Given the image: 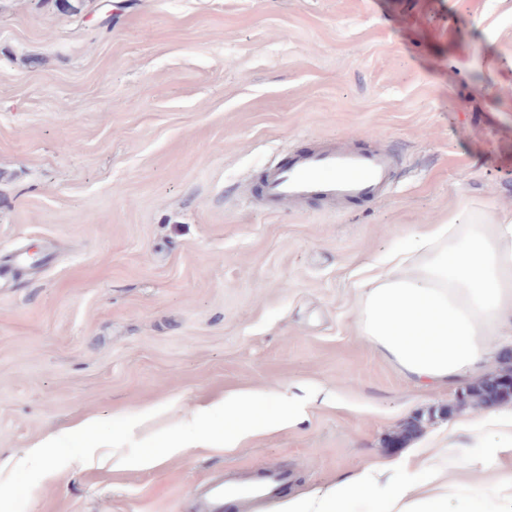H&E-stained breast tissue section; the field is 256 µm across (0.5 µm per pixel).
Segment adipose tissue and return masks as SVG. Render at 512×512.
Segmentation results:
<instances>
[{
    "instance_id": "adipose-tissue-1",
    "label": "adipose tissue",
    "mask_w": 512,
    "mask_h": 512,
    "mask_svg": "<svg viewBox=\"0 0 512 512\" xmlns=\"http://www.w3.org/2000/svg\"><path fill=\"white\" fill-rule=\"evenodd\" d=\"M358 288L359 335L412 385L446 387L476 377L493 358L497 337H512V216L431 225ZM390 469L403 476L389 487L384 512H448L449 498L465 487L409 455L339 478L329 495L289 501L284 512H344Z\"/></svg>"
}]
</instances>
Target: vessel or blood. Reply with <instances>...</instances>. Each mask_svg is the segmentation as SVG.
Listing matches in <instances>:
<instances>
[{
    "label": "vessel or blood",
    "mask_w": 512,
    "mask_h": 512,
    "mask_svg": "<svg viewBox=\"0 0 512 512\" xmlns=\"http://www.w3.org/2000/svg\"><path fill=\"white\" fill-rule=\"evenodd\" d=\"M395 177L394 158L386 150L359 151L345 143L321 146L270 164L261 178V200L276 208L316 201L339 211L355 201L386 197ZM290 487L282 470L263 471L243 485L213 481L199 490L196 512H256L285 497Z\"/></svg>",
    "instance_id": "obj_1"
}]
</instances>
